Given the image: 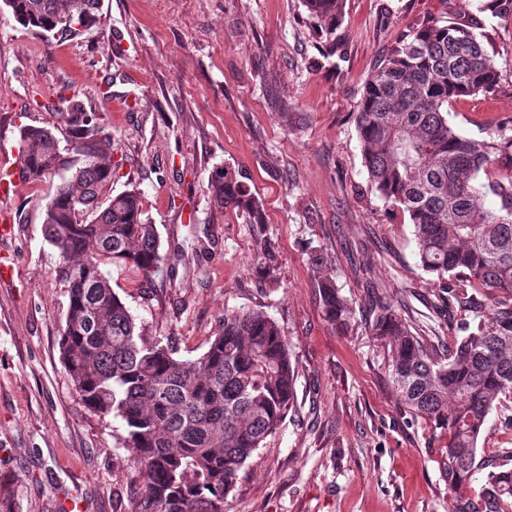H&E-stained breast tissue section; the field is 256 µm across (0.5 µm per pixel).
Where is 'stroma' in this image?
<instances>
[{"mask_svg": "<svg viewBox=\"0 0 512 512\" xmlns=\"http://www.w3.org/2000/svg\"><path fill=\"white\" fill-rule=\"evenodd\" d=\"M464 0H346L335 36L302 0H100L77 37L19 25L0 2V164L18 161L20 126L55 121L58 96L79 95L112 133L118 168L105 196L140 189L164 254L185 250L170 281L125 269L112 287L149 335L200 355L226 312L262 307L298 363L297 405L240 474L230 512H448L446 431L396 397L389 349L369 328L371 288L406 306L423 336L452 344L462 312H437L441 289L418 263L409 216L372 188L356 127L364 86L396 41L422 21H462ZM484 44L500 70L492 93L448 107L463 135L512 128V10L487 11ZM248 176L265 231L215 208L214 168ZM63 179L12 198L15 258L0 281V512H133L138 476L118 446L120 421L80 403L59 360L68 304L62 260L42 209ZM278 256V284L252 261ZM350 300L348 330L324 313L311 252ZM482 457L512 455V399L486 420Z\"/></svg>", "mask_w": 512, "mask_h": 512, "instance_id": "35a3bbf8", "label": "stroma"}]
</instances>
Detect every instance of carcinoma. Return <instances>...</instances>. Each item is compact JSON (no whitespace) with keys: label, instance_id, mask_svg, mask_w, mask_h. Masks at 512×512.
Segmentation results:
<instances>
[{"label":"carcinoma","instance_id":"cac0c4a2","mask_svg":"<svg viewBox=\"0 0 512 512\" xmlns=\"http://www.w3.org/2000/svg\"><path fill=\"white\" fill-rule=\"evenodd\" d=\"M100 0H3L14 18L41 33L71 34L74 19L99 21ZM332 35L345 0H303ZM483 6L464 22L429 19L403 35L366 82L357 129L369 179L388 202L409 214L424 271L436 275L449 305L479 318L446 352L419 336L378 289L368 296L372 331L390 346L391 378L412 413L448 430L441 468L448 512H512V469L477 459L486 418L512 396V176L487 185L480 174L498 163L512 168V134L495 130L476 140L448 123V106L462 96L492 92L496 54L483 43ZM71 158L55 125L19 128L22 179L40 184L59 169L71 172L43 208L42 231L60 254L68 305L60 359L83 406L101 419L121 420L122 448L137 470L135 512H226L239 473L278 433L296 404L298 367L280 324L260 308L224 313L221 331L196 358L148 337L113 290L110 267L147 283L175 266L160 252L157 227L137 189L100 205L112 183V141L99 114L77 95L59 100ZM243 174L215 168L214 204L245 216L263 231L259 201ZM499 199L486 205L487 193ZM318 273L328 321L347 326L352 305L324 258L309 256ZM277 256L264 248L256 271L277 281ZM485 472L478 496L470 494Z\"/></svg>","mask_w":512,"mask_h":512}]
</instances>
